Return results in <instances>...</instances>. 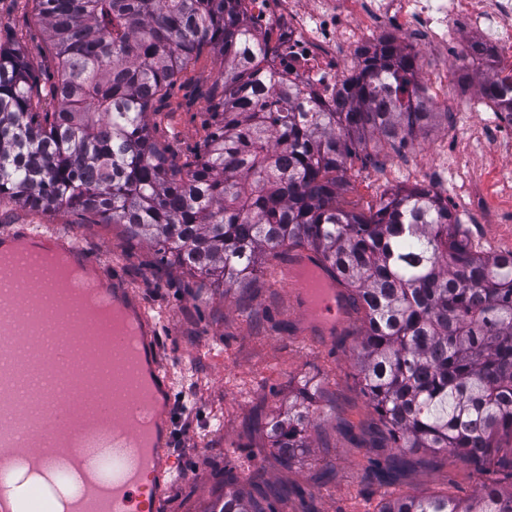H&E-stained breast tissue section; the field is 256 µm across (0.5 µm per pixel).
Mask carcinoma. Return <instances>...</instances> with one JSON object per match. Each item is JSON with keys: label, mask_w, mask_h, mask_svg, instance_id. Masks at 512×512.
<instances>
[{"label": "carcinoma", "mask_w": 512, "mask_h": 512, "mask_svg": "<svg viewBox=\"0 0 512 512\" xmlns=\"http://www.w3.org/2000/svg\"><path fill=\"white\" fill-rule=\"evenodd\" d=\"M57 81L42 86L0 41V200L80 209L122 224L224 291L263 253L311 250L363 313L362 391L395 448L451 451L512 478V253L485 254L427 187L385 192L369 213L341 203L342 175L370 136L405 145L439 116L413 90L417 56L389 41L359 64L339 112H302L259 74L235 0H35ZM224 72L209 93L204 150L177 166L150 115L204 49ZM55 102L53 109L47 101ZM309 408L267 424L282 465L308 447ZM274 499L224 484L219 512H276ZM381 512H512L483 484L462 503L399 497Z\"/></svg>", "instance_id": "carcinoma-1"}]
</instances>
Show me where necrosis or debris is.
Here are the masks:
<instances>
[{
	"instance_id": "necrosis-or-debris-1",
	"label": "necrosis or debris",
	"mask_w": 512,
	"mask_h": 512,
	"mask_svg": "<svg viewBox=\"0 0 512 512\" xmlns=\"http://www.w3.org/2000/svg\"><path fill=\"white\" fill-rule=\"evenodd\" d=\"M238 10L264 49L261 70L297 91L304 105L332 112L361 52L388 36L418 52L432 111L448 109V65L489 73L495 99L475 94L472 112L492 118L482 140L512 150V0H240Z\"/></svg>"
}]
</instances>
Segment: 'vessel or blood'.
<instances>
[{
	"label": "vessel or blood",
	"instance_id": "vessel-or-blood-1",
	"mask_svg": "<svg viewBox=\"0 0 512 512\" xmlns=\"http://www.w3.org/2000/svg\"><path fill=\"white\" fill-rule=\"evenodd\" d=\"M311 265L307 254H290L282 264L283 279L307 323L330 336L344 317V292L325 279L319 289L304 286L301 274ZM9 277L15 293L21 295L38 280L46 288L56 286L51 272L34 254L19 260ZM90 286L137 312L146 310L140 294L119 272L101 271ZM29 315V307L20 304L8 317L0 318V480H7L21 463L49 467L78 450L89 465L100 469L101 476L98 485L76 492L74 512H139L145 497L150 500L151 512H160L162 495L147 496V485L141 480L142 470L155 469L156 456L146 445V431L128 414L129 406L141 403L143 394L120 338L111 337L112 356L104 362L97 351L85 347L86 334L94 328L88 317L67 308H51L52 323L63 331L35 343L25 330ZM18 351L42 363L52 414L31 417L23 401L5 387L3 378L14 374L12 356ZM75 351L85 362L100 364L112 384L110 395L95 389L73 392L72 383L79 372L70 358Z\"/></svg>",
	"mask_w": 512,
	"mask_h": 512
}]
</instances>
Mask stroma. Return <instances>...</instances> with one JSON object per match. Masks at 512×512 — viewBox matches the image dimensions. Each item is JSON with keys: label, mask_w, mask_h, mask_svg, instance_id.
Listing matches in <instances>:
<instances>
[{"label": "stroma", "mask_w": 512, "mask_h": 512, "mask_svg": "<svg viewBox=\"0 0 512 512\" xmlns=\"http://www.w3.org/2000/svg\"><path fill=\"white\" fill-rule=\"evenodd\" d=\"M0 35L20 45L41 82L56 81L33 0H0ZM222 68L219 55L203 50L160 103L152 135L172 163L192 160L202 149L211 122L207 92ZM448 106L453 122L439 120L406 149L367 141L343 175V196L364 209L380 193L406 188L402 161L431 166L437 142L453 138L459 166L449 169L441 193L448 200L466 189L479 194L478 208L460 214L461 229L481 236L484 253L506 252L512 245L478 221L512 205V156L481 143L482 113L463 108L453 95ZM18 224L78 242L103 267L120 271L160 320L159 355L174 380L168 449L174 478L161 512H218L228 470L247 491L254 475L262 486L288 488L282 512H379L404 495L466 501L492 481L512 490V480L497 465L478 474L451 453L386 447L356 368L360 315L347 309L344 325L332 336L297 333L301 316L276 257L262 258L247 290L228 292L174 259H161L149 243L128 239L122 225L98 223L81 211L41 213L0 202V232ZM304 389L313 396L309 446L283 466L265 426ZM393 461L399 464L393 480L379 482L375 463Z\"/></svg>", "instance_id": "stroma-1"}]
</instances>
